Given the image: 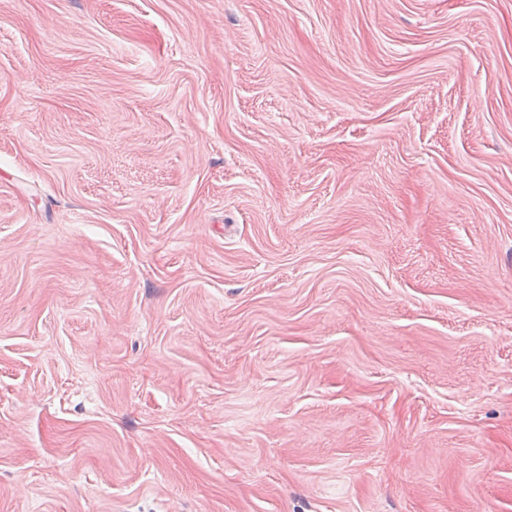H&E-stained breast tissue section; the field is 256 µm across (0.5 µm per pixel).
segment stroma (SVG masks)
<instances>
[{
  "mask_svg": "<svg viewBox=\"0 0 512 512\" xmlns=\"http://www.w3.org/2000/svg\"><path fill=\"white\" fill-rule=\"evenodd\" d=\"M0 512H512V0H0Z\"/></svg>",
  "mask_w": 512,
  "mask_h": 512,
  "instance_id": "35a3bbf8",
  "label": "stroma"
}]
</instances>
